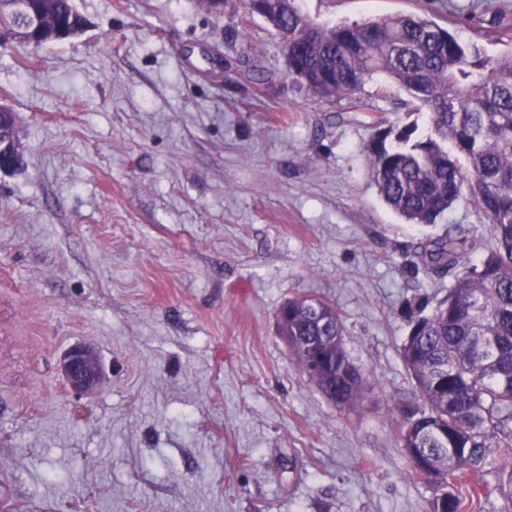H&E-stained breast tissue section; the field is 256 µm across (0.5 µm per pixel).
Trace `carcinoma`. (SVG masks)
Here are the masks:
<instances>
[{"label":"carcinoma","mask_w":512,"mask_h":512,"mask_svg":"<svg viewBox=\"0 0 512 512\" xmlns=\"http://www.w3.org/2000/svg\"><path fill=\"white\" fill-rule=\"evenodd\" d=\"M49 7L47 28L84 29L74 0ZM265 18L280 36L288 75L317 99L360 93L383 76L428 111V129L388 128L368 148L385 204L410 224H434L463 190L489 224L478 258L474 243L445 236L419 255L427 273L455 271L435 305L409 311L401 356L420 406L405 405L399 443L411 472L434 487L430 512H468L496 497L512 512V55L482 59L425 14L320 25L297 0H273ZM301 371L339 407L366 400V379L343 341L330 303L288 300L279 327ZM331 367L311 371L308 344Z\"/></svg>","instance_id":"cac0c4a2"}]
</instances>
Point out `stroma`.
<instances>
[{
	"instance_id": "1",
	"label": "stroma",
	"mask_w": 512,
	"mask_h": 512,
	"mask_svg": "<svg viewBox=\"0 0 512 512\" xmlns=\"http://www.w3.org/2000/svg\"><path fill=\"white\" fill-rule=\"evenodd\" d=\"M87 27L0 47L22 165L0 172V512H429L399 446L415 400L419 255L484 242L468 200L432 225L381 199L367 147L424 125L376 78L324 103L259 16L197 0H75ZM319 23L425 14L512 53V0H299ZM344 323L366 405H334L280 336L288 299ZM93 346L105 379L67 391ZM61 372L71 392L89 396L101 383L103 366L92 346L76 345L64 353Z\"/></svg>"
}]
</instances>
